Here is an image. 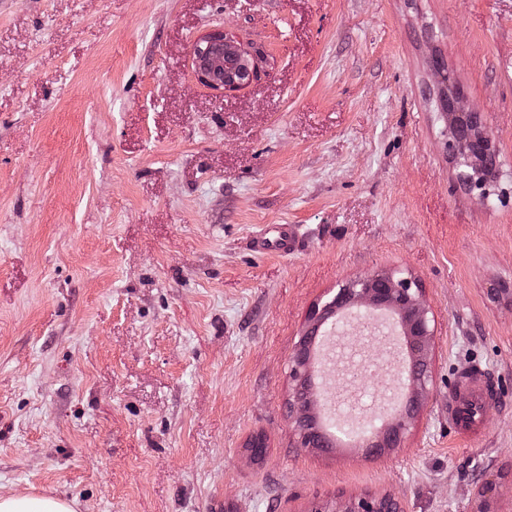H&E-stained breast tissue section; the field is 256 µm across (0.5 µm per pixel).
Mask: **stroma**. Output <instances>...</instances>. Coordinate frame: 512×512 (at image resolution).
Segmentation results:
<instances>
[{
    "mask_svg": "<svg viewBox=\"0 0 512 512\" xmlns=\"http://www.w3.org/2000/svg\"><path fill=\"white\" fill-rule=\"evenodd\" d=\"M260 53L217 92L190 44ZM439 53L496 140L466 190ZM272 224L290 254H254ZM413 276L432 384L402 447L303 448L289 364L311 305ZM506 394L448 427L456 370ZM266 438L262 460L246 442ZM512 512V0H0V497L73 512ZM299 245V238L292 225L280 224L270 232L257 236L253 240L252 251L264 254L270 250H277L283 254L294 252ZM385 500L388 506L382 508L381 503ZM334 509V510H330ZM401 510L400 502L397 498L386 496L382 498L363 497L348 500H337L336 503L330 507L328 505H318L313 512H399ZM0 512H73L71 506L51 496L0 497Z\"/></svg>",
    "mask_w": 512,
    "mask_h": 512,
    "instance_id": "35a3bbf8",
    "label": "stroma"
}]
</instances>
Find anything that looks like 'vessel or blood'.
<instances>
[{"label":"vessel or blood","instance_id":"vessel-or-blood-1","mask_svg":"<svg viewBox=\"0 0 512 512\" xmlns=\"http://www.w3.org/2000/svg\"><path fill=\"white\" fill-rule=\"evenodd\" d=\"M299 238L293 226L281 224L272 233H265L253 240L252 250L263 254L276 250L284 254L294 252ZM502 391L498 381L485 368L469 364L458 369L448 389V426L460 435L472 436L482 430L481 408L499 400Z\"/></svg>","mask_w":512,"mask_h":512}]
</instances>
